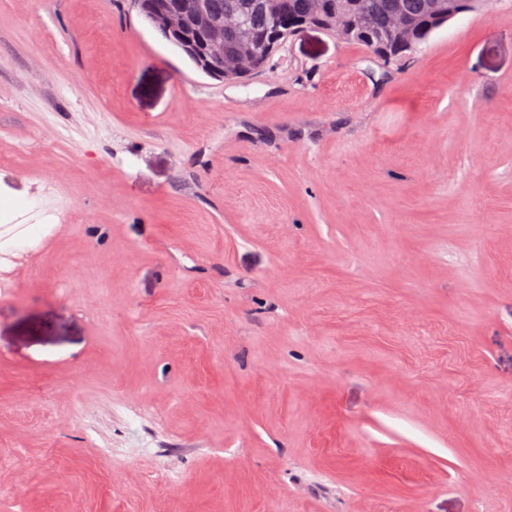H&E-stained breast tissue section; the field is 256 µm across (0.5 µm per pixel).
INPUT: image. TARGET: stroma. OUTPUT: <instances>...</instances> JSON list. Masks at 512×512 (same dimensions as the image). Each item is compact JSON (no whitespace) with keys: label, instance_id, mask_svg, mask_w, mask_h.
I'll return each mask as SVG.
<instances>
[{"label":"stroma","instance_id":"stroma-1","mask_svg":"<svg viewBox=\"0 0 512 512\" xmlns=\"http://www.w3.org/2000/svg\"><path fill=\"white\" fill-rule=\"evenodd\" d=\"M0 512H512V0L206 76L0 0Z\"/></svg>","mask_w":512,"mask_h":512}]
</instances>
